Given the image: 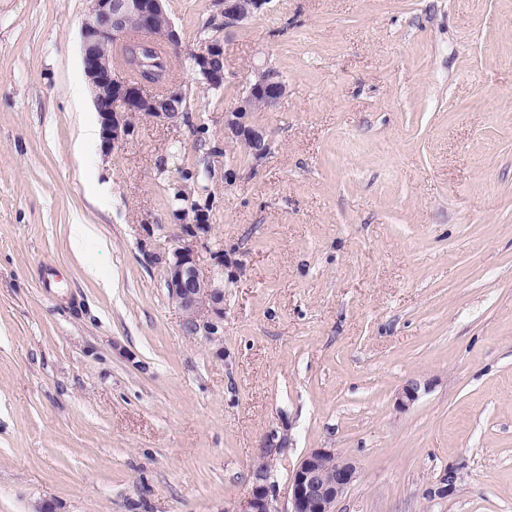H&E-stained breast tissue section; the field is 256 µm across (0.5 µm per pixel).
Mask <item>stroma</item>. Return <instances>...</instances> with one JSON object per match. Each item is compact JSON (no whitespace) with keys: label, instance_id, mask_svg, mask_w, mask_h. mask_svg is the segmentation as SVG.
Returning <instances> with one entry per match:
<instances>
[{"label":"stroma","instance_id":"35a3bbf8","mask_svg":"<svg viewBox=\"0 0 512 512\" xmlns=\"http://www.w3.org/2000/svg\"><path fill=\"white\" fill-rule=\"evenodd\" d=\"M88 7L0 0V512H239L274 436L278 512L312 448L359 464L339 512H512V0H271L218 91L188 59L215 0H168L188 117L107 157L80 138ZM264 61L273 151L234 148L228 187L224 112ZM198 160L199 267L220 247L234 273L220 352L154 258Z\"/></svg>","mask_w":512,"mask_h":512}]
</instances>
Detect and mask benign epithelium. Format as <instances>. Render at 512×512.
Instances as JSON below:
<instances>
[{
    "instance_id": "1",
    "label": "benign epithelium",
    "mask_w": 512,
    "mask_h": 512,
    "mask_svg": "<svg viewBox=\"0 0 512 512\" xmlns=\"http://www.w3.org/2000/svg\"><path fill=\"white\" fill-rule=\"evenodd\" d=\"M89 10L80 30L84 73L101 126L104 155L125 145L134 132V120L145 114L157 122L173 123L185 117L181 112L183 90L172 81H162L142 66L138 50L147 44L178 51L180 35L167 14V0H89ZM270 0H224V31L237 29L254 18ZM134 18L143 40L130 30ZM127 49L130 67L139 71L136 78L123 73L117 64L113 46ZM194 69L207 87L224 82L223 42L208 43L193 53ZM272 66L262 64L251 70L237 104L224 112V144L245 145L260 156L271 154L272 142L267 130L254 120L255 106L265 112L286 95L284 78L270 73ZM155 88L148 94L146 89ZM181 230L180 245L161 257L169 298L180 309L183 327L193 336H202L223 352L224 339V250L210 252L214 272L202 274L197 259V244L208 239L209 216L190 205L172 212ZM421 386L411 381L398 393L397 406L408 407L419 398ZM280 449L267 445L260 449L258 464L250 476V492L240 512H276L273 504L275 484L271 463ZM359 478L357 462L333 448H312L306 452L288 478V512H335L336 504Z\"/></svg>"
}]
</instances>
